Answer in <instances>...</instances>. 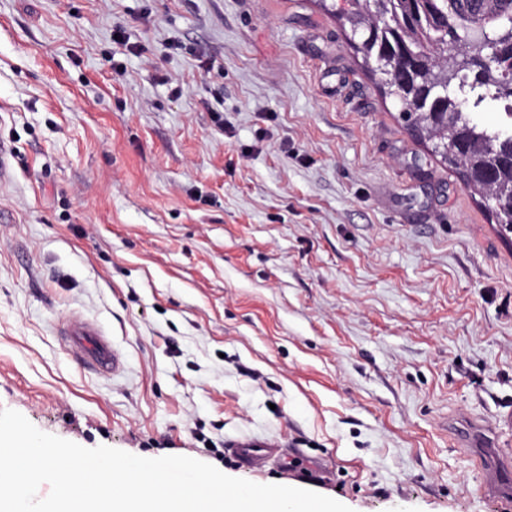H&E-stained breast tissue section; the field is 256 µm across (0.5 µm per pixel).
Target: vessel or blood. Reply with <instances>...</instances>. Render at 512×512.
Returning <instances> with one entry per match:
<instances>
[{"label":"vessel or blood","mask_w":512,"mask_h":512,"mask_svg":"<svg viewBox=\"0 0 512 512\" xmlns=\"http://www.w3.org/2000/svg\"><path fill=\"white\" fill-rule=\"evenodd\" d=\"M59 336L69 342L79 360L87 367L101 374L119 370L123 357L112 345L111 339L96 323L79 316L63 320L58 328ZM232 451L242 467L261 470L278 451V446L271 441L243 439L235 441Z\"/></svg>","instance_id":"1"}]
</instances>
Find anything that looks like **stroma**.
Wrapping results in <instances>:
<instances>
[{
  "label": "stroma",
  "instance_id": "35a3bbf8",
  "mask_svg": "<svg viewBox=\"0 0 512 512\" xmlns=\"http://www.w3.org/2000/svg\"><path fill=\"white\" fill-rule=\"evenodd\" d=\"M343 6L0 0V407L352 512H512L470 460L512 468V233ZM242 438L282 456L242 468ZM58 334L70 343L84 365L100 374L113 373L123 365L119 350L112 346L111 339L94 322L71 316L60 323Z\"/></svg>",
  "mask_w": 512,
  "mask_h": 512
}]
</instances>
